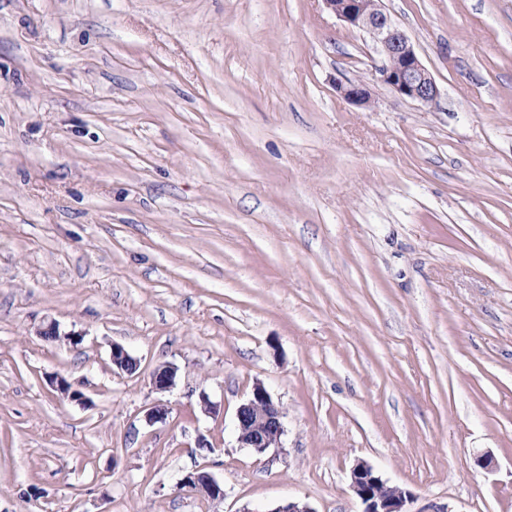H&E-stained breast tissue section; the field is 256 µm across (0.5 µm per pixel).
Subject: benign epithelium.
I'll list each match as a JSON object with an SVG mask.
<instances>
[{"mask_svg": "<svg viewBox=\"0 0 512 512\" xmlns=\"http://www.w3.org/2000/svg\"><path fill=\"white\" fill-rule=\"evenodd\" d=\"M327 8L348 27L361 30L373 39L383 60L375 69L374 77L388 86L400 98L420 104L437 101L440 92L435 79L422 63L413 43L385 11L383 0H324ZM336 91L347 101L369 108L374 103L368 85L363 81H337ZM112 366L131 373L138 361L117 343L111 347ZM178 367L172 363L159 365L152 373L153 388L169 392L177 385ZM50 384L62 397L83 402L85 397L63 378H54ZM285 410L274 401L261 383L252 386L248 398L236 411L237 442L264 454L279 448L284 435ZM350 488L364 505L363 512H410V495L398 486L388 484L367 462H356L349 474ZM179 485L197 492L203 498L216 500L224 497V489L207 471L200 468L182 477Z\"/></svg>", "mask_w": 512, "mask_h": 512, "instance_id": "benign-epithelium-1", "label": "benign epithelium"}]
</instances>
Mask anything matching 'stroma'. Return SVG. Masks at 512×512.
Masks as SVG:
<instances>
[{
	"label": "stroma",
	"mask_w": 512,
	"mask_h": 512,
	"mask_svg": "<svg viewBox=\"0 0 512 512\" xmlns=\"http://www.w3.org/2000/svg\"><path fill=\"white\" fill-rule=\"evenodd\" d=\"M384 6L436 104L323 0H0V512H512V0ZM337 92L347 101L363 107L369 108L374 103L372 94L368 85L363 81H336ZM178 367L172 363L159 365L152 373L151 382L153 388L160 393L169 392L177 385ZM285 410L275 402L261 383H255L248 398L236 411V433L239 447L265 454L281 448ZM350 488L364 505L362 512H411L409 493L390 486L367 462L357 461L349 474ZM179 485L197 492L203 498L216 500L224 497V489L204 468L190 472L182 477Z\"/></svg>",
	"instance_id": "35a3bbf8"
}]
</instances>
